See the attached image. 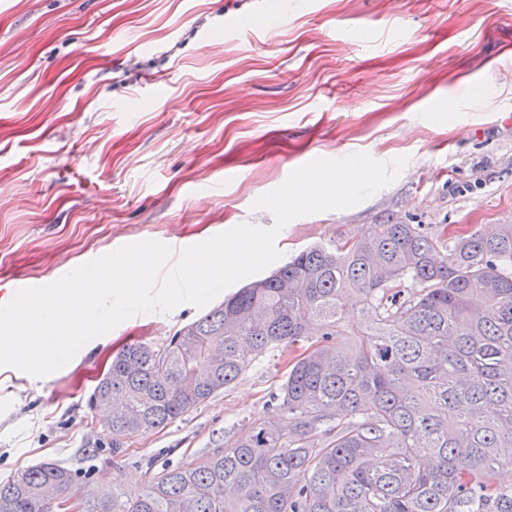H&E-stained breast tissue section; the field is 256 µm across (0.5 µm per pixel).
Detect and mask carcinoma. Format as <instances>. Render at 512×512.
I'll return each instance as SVG.
<instances>
[{
	"label": "carcinoma",
	"instance_id": "cac0c4a2",
	"mask_svg": "<svg viewBox=\"0 0 512 512\" xmlns=\"http://www.w3.org/2000/svg\"><path fill=\"white\" fill-rule=\"evenodd\" d=\"M356 296L371 323L344 324ZM291 354L268 409L199 463L117 482L84 512H512V224H368L311 246L156 350L124 345L91 399L112 453ZM76 474L43 462L0 481V512H59Z\"/></svg>",
	"mask_w": 512,
	"mask_h": 512
}]
</instances>
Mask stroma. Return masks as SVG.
<instances>
[{"label":"stroma","instance_id":"35a3bbf8","mask_svg":"<svg viewBox=\"0 0 512 512\" xmlns=\"http://www.w3.org/2000/svg\"><path fill=\"white\" fill-rule=\"evenodd\" d=\"M512 0H0V300L120 241L203 242L318 158L407 156L355 207L293 219L291 256L366 225L512 224ZM200 308L130 317L37 380L0 367V480L51 461L89 497L201 459L268 401L287 355L120 455L89 397L113 354Z\"/></svg>","mask_w":512,"mask_h":512}]
</instances>
